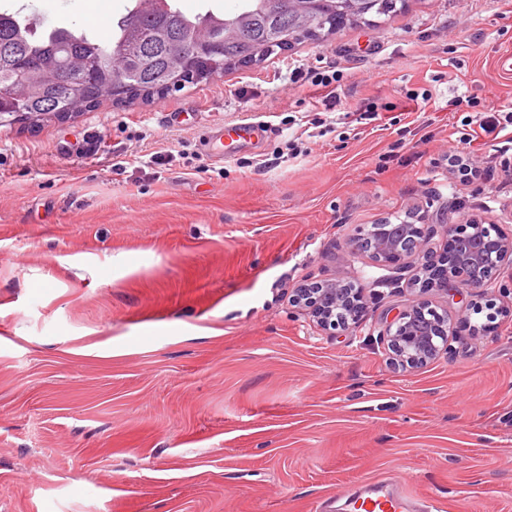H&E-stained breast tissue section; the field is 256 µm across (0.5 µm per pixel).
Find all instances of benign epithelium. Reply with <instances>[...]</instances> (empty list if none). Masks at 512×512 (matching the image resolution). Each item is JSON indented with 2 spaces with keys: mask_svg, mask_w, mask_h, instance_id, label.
I'll return each mask as SVG.
<instances>
[{
  "mask_svg": "<svg viewBox=\"0 0 512 512\" xmlns=\"http://www.w3.org/2000/svg\"><path fill=\"white\" fill-rule=\"evenodd\" d=\"M437 234L452 241L451 251L434 246ZM348 252L380 266L410 269V287L434 288L452 297L487 288L505 267H512V238L477 221L360 225L348 239ZM367 288L344 280L306 283L296 289L293 302L321 328L353 333L362 325ZM447 336L448 320L417 300L398 311L379 341L387 345L395 367L414 371L445 353Z\"/></svg>",
  "mask_w": 512,
  "mask_h": 512,
  "instance_id": "7a95c632",
  "label": "benign epithelium"
}]
</instances>
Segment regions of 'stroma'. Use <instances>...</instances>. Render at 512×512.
I'll list each match as a JSON object with an SVG mask.
<instances>
[{
	"mask_svg": "<svg viewBox=\"0 0 512 512\" xmlns=\"http://www.w3.org/2000/svg\"><path fill=\"white\" fill-rule=\"evenodd\" d=\"M134 0H0L101 34ZM512 0H406L165 98L0 124V512H316L394 477L448 512H512V289L448 299L349 256L356 227L423 214L512 235ZM336 66L327 90L294 68ZM377 114L368 118L365 105ZM247 116L261 149L208 132ZM159 152L165 165L112 160ZM372 283L322 330L303 280ZM448 350L415 372L377 338L416 299ZM456 158L454 155H448V168H456L460 173L462 178H466L470 180V178H474L477 181H480L484 184H489L495 179L501 178L504 181L512 180V169L510 167L503 166L500 163L501 168H498V165L492 162H486V165L483 167H474L472 165H468L463 163V161H454Z\"/></svg>",
	"mask_w": 512,
	"mask_h": 512,
	"instance_id": "obj_1",
	"label": "stroma"
}]
</instances>
